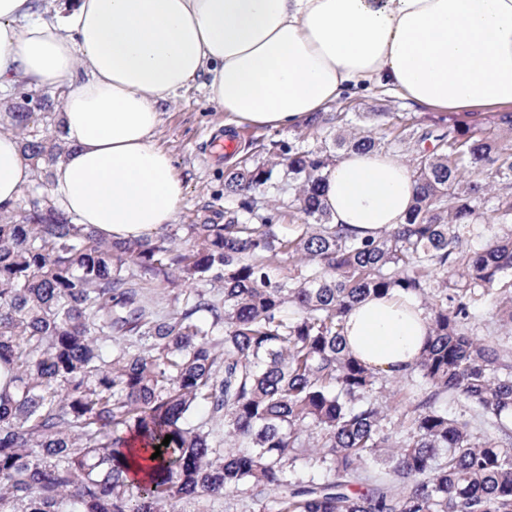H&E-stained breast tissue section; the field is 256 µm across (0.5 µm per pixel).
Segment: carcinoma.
I'll return each mask as SVG.
<instances>
[{
    "mask_svg": "<svg viewBox=\"0 0 512 512\" xmlns=\"http://www.w3.org/2000/svg\"><path fill=\"white\" fill-rule=\"evenodd\" d=\"M50 98L28 91L9 107L37 171L62 152L29 126L33 102ZM451 117L447 133L421 134L433 149L411 159L404 223L374 238L327 223L329 154L303 139L276 145L295 210L286 235L278 208L251 199L274 162L243 161L224 179L260 223L226 210L222 224L188 225L184 248L167 234L106 241L37 186L0 207V366L14 387L0 393V512H181L208 497L227 498L225 512H512V350L474 332L488 308L512 326V229L480 230L512 226V141L482 113ZM410 144L404 132L334 140L344 151ZM281 255L298 265L274 281ZM146 277L217 294L162 314L142 300ZM392 290L428 302L427 347L401 378L345 346L352 303ZM416 375L391 418L388 386ZM200 402L208 416L190 425ZM130 436L151 472L142 483L130 478Z\"/></svg>",
    "mask_w": 512,
    "mask_h": 512,
    "instance_id": "obj_1",
    "label": "carcinoma"
}]
</instances>
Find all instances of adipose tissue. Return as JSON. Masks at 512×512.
Here are the masks:
<instances>
[{
  "instance_id": "adipose-tissue-1",
  "label": "adipose tissue",
  "mask_w": 512,
  "mask_h": 512,
  "mask_svg": "<svg viewBox=\"0 0 512 512\" xmlns=\"http://www.w3.org/2000/svg\"><path fill=\"white\" fill-rule=\"evenodd\" d=\"M0 0V88L62 91L66 152L48 191L109 240L174 222L184 197L157 143L178 91L207 76L229 126L292 130L343 96L382 90L431 112H512V0ZM35 177L0 133V206ZM416 184L381 151H346L324 171L331 223L375 237L403 223ZM428 315L414 298L368 295L346 316L350 353L391 376L420 357Z\"/></svg>"
}]
</instances>
